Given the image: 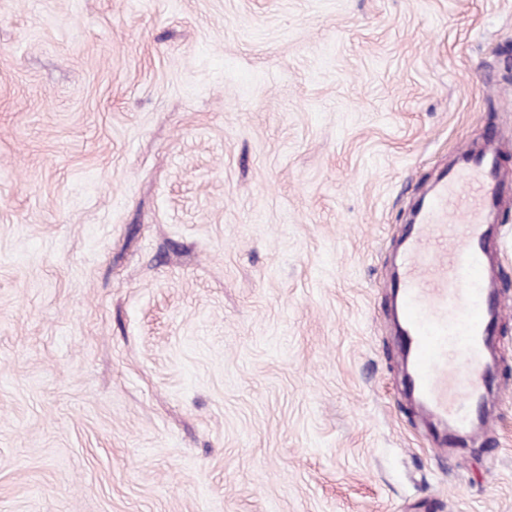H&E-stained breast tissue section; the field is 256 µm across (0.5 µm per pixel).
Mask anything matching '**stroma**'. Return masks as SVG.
Masks as SVG:
<instances>
[{
	"label": "stroma",
	"instance_id": "1",
	"mask_svg": "<svg viewBox=\"0 0 512 512\" xmlns=\"http://www.w3.org/2000/svg\"><path fill=\"white\" fill-rule=\"evenodd\" d=\"M512 0H0V512H512L437 452L384 272L488 132Z\"/></svg>",
	"mask_w": 512,
	"mask_h": 512
}]
</instances>
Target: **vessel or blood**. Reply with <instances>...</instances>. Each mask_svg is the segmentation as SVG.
I'll return each instance as SVG.
<instances>
[{
	"mask_svg": "<svg viewBox=\"0 0 512 512\" xmlns=\"http://www.w3.org/2000/svg\"><path fill=\"white\" fill-rule=\"evenodd\" d=\"M501 143L463 147L404 225L396 271L385 278L396 302L403 389L434 444L454 450L488 434L496 415L499 323L498 213L512 197Z\"/></svg>",
	"mask_w": 512,
	"mask_h": 512,
	"instance_id": "obj_1",
	"label": "vessel or blood"
}]
</instances>
